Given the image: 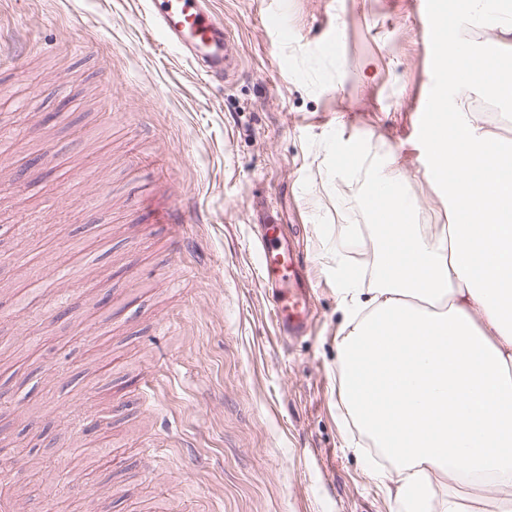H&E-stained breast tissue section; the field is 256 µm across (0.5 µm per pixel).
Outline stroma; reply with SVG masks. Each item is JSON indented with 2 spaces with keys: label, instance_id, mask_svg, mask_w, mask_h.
Wrapping results in <instances>:
<instances>
[{
  "label": "stroma",
  "instance_id": "stroma-1",
  "mask_svg": "<svg viewBox=\"0 0 512 512\" xmlns=\"http://www.w3.org/2000/svg\"><path fill=\"white\" fill-rule=\"evenodd\" d=\"M213 8L239 51L220 90L142 0H0L32 45L0 62V443L26 512L394 510L339 397L336 248L372 224L392 152L419 223L448 221L425 172L442 69L422 2ZM351 141L368 164L337 157ZM151 195L198 206L181 269ZM259 211L294 234L315 296L288 342L258 278Z\"/></svg>",
  "mask_w": 512,
  "mask_h": 512
}]
</instances>
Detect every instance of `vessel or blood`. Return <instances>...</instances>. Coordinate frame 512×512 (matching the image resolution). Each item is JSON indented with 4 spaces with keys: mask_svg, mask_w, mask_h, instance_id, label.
Returning <instances> with one entry per match:
<instances>
[{
    "mask_svg": "<svg viewBox=\"0 0 512 512\" xmlns=\"http://www.w3.org/2000/svg\"><path fill=\"white\" fill-rule=\"evenodd\" d=\"M144 10L164 41L176 48L209 81L220 83L234 64L229 31L218 19L212 0H144ZM427 39L432 51L443 53L446 44L439 12L426 0L423 8ZM194 206L173 203L159 208L161 224L192 223ZM259 279L269 314L284 338L305 335L311 326L314 301L305 267L282 227L259 224L256 232Z\"/></svg>",
    "mask_w": 512,
    "mask_h": 512,
    "instance_id": "vessel-or-blood-1",
    "label": "vessel or blood"
}]
</instances>
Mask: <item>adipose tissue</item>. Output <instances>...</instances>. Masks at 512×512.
Masks as SVG:
<instances>
[{
  "label": "adipose tissue",
  "instance_id": "adipose-tissue-1",
  "mask_svg": "<svg viewBox=\"0 0 512 512\" xmlns=\"http://www.w3.org/2000/svg\"><path fill=\"white\" fill-rule=\"evenodd\" d=\"M470 25L512 47V0H458ZM429 165L447 183L448 221L420 224L396 157L378 167L377 285L337 269L345 313L340 398L389 459L383 477L405 512H512V142L466 111L474 87L512 99V71L472 52L449 24ZM450 480L432 502L433 476Z\"/></svg>",
  "mask_w": 512,
  "mask_h": 512
}]
</instances>
